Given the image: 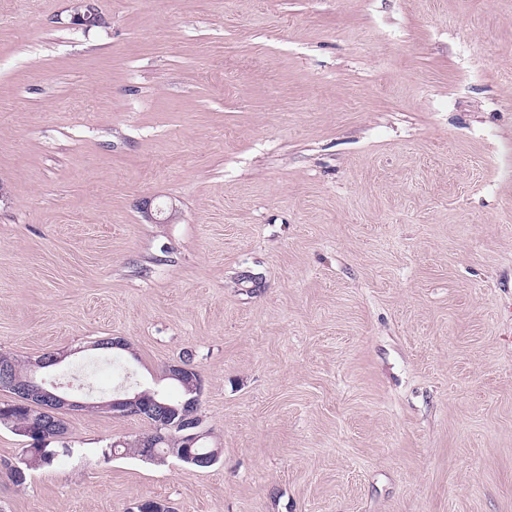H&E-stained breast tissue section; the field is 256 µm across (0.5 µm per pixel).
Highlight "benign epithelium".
<instances>
[{
    "label": "benign epithelium",
    "mask_w": 512,
    "mask_h": 512,
    "mask_svg": "<svg viewBox=\"0 0 512 512\" xmlns=\"http://www.w3.org/2000/svg\"><path fill=\"white\" fill-rule=\"evenodd\" d=\"M104 22L102 15L98 12L91 0H77L73 6L72 25L78 29L86 30L94 25ZM64 356L56 353L43 354L35 359H28L31 369L30 376L24 381H17L12 377L11 369L7 365H0V389L8 391L13 398L21 399L25 404L31 405L39 410L34 421L20 429V433L32 438V447L24 450V457L21 462L30 464L32 458L44 452V449H35L33 445L47 443L53 439L62 438L60 427V411H79L88 406L84 397L74 393H66L54 383L38 377L37 371L53 367L61 363ZM168 377L190 386L192 397L183 403L184 411L177 417L173 416L170 406L165 403H155L147 409L152 417L156 433L155 435L142 439L141 448L143 456L157 457L156 448L160 443L162 430L171 427H178L186 439V448L193 447L199 440L208 436V432L201 428V422L197 420L193 410L197 409L202 394V380L194 379L193 373L196 369L189 360L171 364L167 368ZM102 409H106L117 416H136L144 410L139 402L138 394H124L122 397L113 398L98 403ZM186 448H171L168 454L181 461H192L194 456L186 451Z\"/></svg>",
    "instance_id": "7a95c632"
}]
</instances>
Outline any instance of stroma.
<instances>
[{"mask_svg": "<svg viewBox=\"0 0 512 512\" xmlns=\"http://www.w3.org/2000/svg\"><path fill=\"white\" fill-rule=\"evenodd\" d=\"M95 2L0 0V352L189 357L221 458L67 411L17 488L0 426V512H512V0ZM103 22L104 19L94 3L90 0L75 1L71 22L75 28L87 30L93 25H100Z\"/></svg>", "mask_w": 512, "mask_h": 512, "instance_id": "35a3bbf8", "label": "stroma"}]
</instances>
